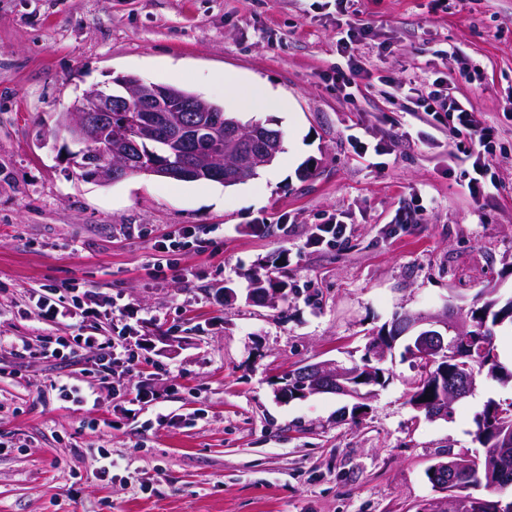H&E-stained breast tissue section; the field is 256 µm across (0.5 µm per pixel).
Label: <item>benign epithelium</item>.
Segmentation results:
<instances>
[{"label": "benign epithelium", "mask_w": 512, "mask_h": 512, "mask_svg": "<svg viewBox=\"0 0 512 512\" xmlns=\"http://www.w3.org/2000/svg\"><path fill=\"white\" fill-rule=\"evenodd\" d=\"M174 99L171 91L162 86L140 81L126 85L115 93H107L93 87L83 93L65 112L59 114L55 133L65 137V141L78 147L76 151H67L66 161L69 166L79 172L92 171L88 179L101 184H111L131 170L132 159L126 153L112 154V127L94 126L87 120L90 112H126L132 115L134 123L143 135L153 138L160 133L149 113L162 111L164 104ZM182 112L193 113L189 124H182L185 131H203L208 134L214 145L212 157L188 165L178 170H164L162 165L158 175L172 178L212 177L220 181L230 182L235 171L245 164L266 166L271 164L281 148V136L267 132L246 129L233 120L220 121L213 114V108L205 99L197 96L182 99ZM261 136L259 147L247 154L236 149L234 145L250 141ZM485 325H477L467 320H454L448 314L435 315L427 318L407 317L401 322L391 324L381 335L372 338L368 347L366 363L368 366L343 367L334 362H318L285 373L277 380L274 394L281 401L305 398L309 395L332 393L348 396L356 400L352 406L355 418L364 414L365 397L360 392L363 384L382 382L380 374L370 367V363L382 362L388 350L396 340L410 335L409 352L416 358L430 363L455 361L460 358H471L476 354L484 355L487 344L478 335V330ZM436 390L435 400L428 403L422 399L413 402V407L425 413L429 419L448 416V409L462 395L469 394L476 388L474 376L467 366L458 365L453 375L444 372L432 383ZM502 412L495 409L488 419L489 430L493 431L496 447L512 446V430L498 426ZM436 474L435 486L446 494V512H480L485 502L473 495L456 493L457 485L467 471L466 463L459 460L440 462L434 466ZM488 474L494 478L495 484L508 488L512 485V471L505 462L497 457L492 458L488 466Z\"/></svg>", "instance_id": "obj_1"}]
</instances>
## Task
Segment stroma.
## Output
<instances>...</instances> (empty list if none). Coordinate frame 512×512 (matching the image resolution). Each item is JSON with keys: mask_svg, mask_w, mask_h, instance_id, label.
Listing matches in <instances>:
<instances>
[{"mask_svg": "<svg viewBox=\"0 0 512 512\" xmlns=\"http://www.w3.org/2000/svg\"><path fill=\"white\" fill-rule=\"evenodd\" d=\"M365 25L362 63L396 84L360 77L348 97L326 76L345 66L339 30ZM120 73L269 124L284 152L233 187L82 179L54 117ZM440 76L497 129L496 187L477 198L470 141L413 105ZM257 84L291 111L246 109ZM355 136L382 155H358ZM415 204L418 223L400 228ZM332 215L345 241L310 247ZM184 225L200 247L156 280V242ZM279 264L287 298L249 301L251 277ZM72 281L129 305L133 317L95 327L141 348L94 409L55 390L62 376L93 381L88 354L65 365L23 349L75 335L36 309ZM488 288L512 297V0H351L342 15L335 0H0V512H422L440 497L426 469L481 453L476 420L488 400L512 401V384L480 379L447 418L419 417L404 337L358 421L347 397L284 403L275 382L306 362L361 364L397 315L464 314ZM143 386L157 398L134 404Z\"/></svg>", "mask_w": 512, "mask_h": 512, "instance_id": "obj_1", "label": "stroma"}]
</instances>
